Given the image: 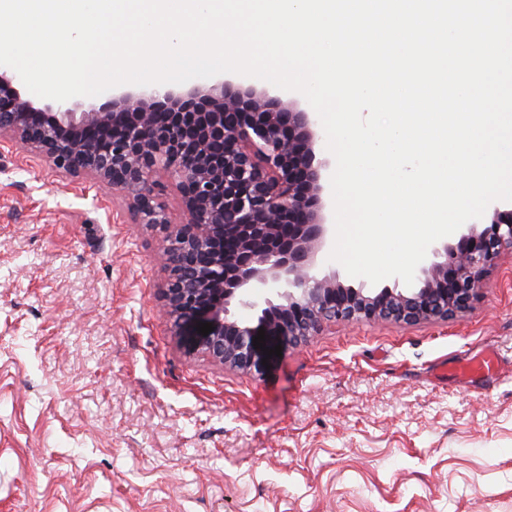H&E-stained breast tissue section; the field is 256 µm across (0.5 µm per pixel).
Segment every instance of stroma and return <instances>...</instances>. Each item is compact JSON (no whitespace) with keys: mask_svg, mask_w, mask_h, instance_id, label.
<instances>
[{"mask_svg":"<svg viewBox=\"0 0 512 512\" xmlns=\"http://www.w3.org/2000/svg\"><path fill=\"white\" fill-rule=\"evenodd\" d=\"M121 194L0 139V512H512V255L457 318L186 356ZM459 380L436 364L484 353Z\"/></svg>","mask_w":512,"mask_h":512,"instance_id":"stroma-1","label":"stroma"}]
</instances>
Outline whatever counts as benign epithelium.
Wrapping results in <instances>:
<instances>
[{"mask_svg": "<svg viewBox=\"0 0 512 512\" xmlns=\"http://www.w3.org/2000/svg\"><path fill=\"white\" fill-rule=\"evenodd\" d=\"M19 76L0 69V134L70 174L90 173L121 191L138 223L163 242L161 287L174 335L189 356L261 375L264 352L297 346L325 322L446 321L470 310L501 254L512 251V209H486L418 265L415 288H354L319 270L332 225L331 190L315 162L311 113L274 90L218 80L176 93L151 86L110 93L91 112L69 102L38 108ZM176 182L186 221L156 202L152 175ZM239 305L251 320L232 313ZM214 330L203 336L199 323Z\"/></svg>", "mask_w": 512, "mask_h": 512, "instance_id": "1", "label": "benign epithelium"}]
</instances>
